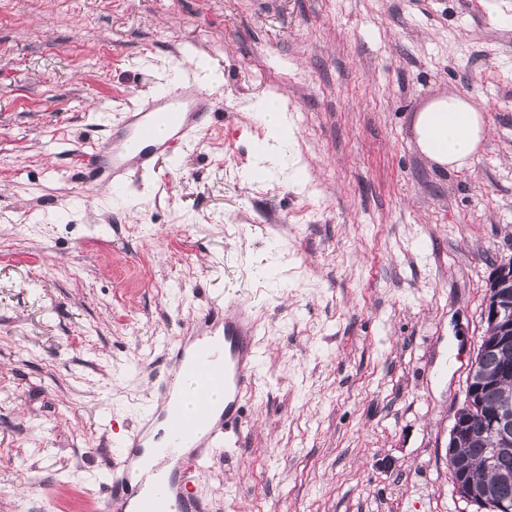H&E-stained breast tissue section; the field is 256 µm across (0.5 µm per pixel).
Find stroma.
Segmentation results:
<instances>
[{"label":"stroma","instance_id":"obj_1","mask_svg":"<svg viewBox=\"0 0 512 512\" xmlns=\"http://www.w3.org/2000/svg\"><path fill=\"white\" fill-rule=\"evenodd\" d=\"M223 119L121 191L77 159L168 87ZM458 92L470 166L414 123ZM291 146L256 180L255 107ZM512 256V0H0V512H99L163 344L241 298L245 428L210 512H473L446 462L494 264ZM415 132L429 159L448 165V170H459L472 162L488 127L482 110L470 97L449 93L419 112Z\"/></svg>","mask_w":512,"mask_h":512}]
</instances>
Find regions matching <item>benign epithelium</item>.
Wrapping results in <instances>:
<instances>
[{"label": "benign epithelium", "instance_id": "benign-epithelium-1", "mask_svg": "<svg viewBox=\"0 0 512 512\" xmlns=\"http://www.w3.org/2000/svg\"><path fill=\"white\" fill-rule=\"evenodd\" d=\"M512 256L499 261L488 280L482 318L494 339L481 346L470 360L472 369L464 390V405L478 411L477 422L453 414L446 460L456 494L475 512H512V500L498 497L489 485H477L471 475V462L460 454L465 443L483 445V463L488 471L499 472L503 455L512 452ZM488 354L499 359L497 372L486 377L478 373L479 362Z\"/></svg>", "mask_w": 512, "mask_h": 512}]
</instances>
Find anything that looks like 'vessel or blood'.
I'll use <instances>...</instances> for the list:
<instances>
[{
  "mask_svg": "<svg viewBox=\"0 0 512 512\" xmlns=\"http://www.w3.org/2000/svg\"><path fill=\"white\" fill-rule=\"evenodd\" d=\"M213 118L205 91L187 93L172 86L139 111L128 113L111 130L107 141L93 147L82 173V182L99 181L122 186L131 172L153 166L156 157L189 140ZM260 325L254 310L242 301L226 300L209 307L195 324L187 326L177 342L166 344L173 370L164 374L159 403L144 414L138 430L123 439L121 457L104 484L105 512H170V500H178L181 512H209L205 500L188 494V478L223 455L227 434H241L243 399L258 361L256 338ZM190 381L191 393L204 406L203 413L189 414L181 381ZM163 423L167 446L158 448L171 465L160 477L159 488L129 493L131 476L143 448L149 447L152 429Z\"/></svg>",
  "mask_w": 512,
  "mask_h": 512,
  "instance_id": "obj_1",
  "label": "vessel or blood"
}]
</instances>
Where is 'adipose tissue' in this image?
I'll list each match as a JSON object with an SVG mask.
<instances>
[{
    "label": "adipose tissue",
    "instance_id": "obj_1",
    "mask_svg": "<svg viewBox=\"0 0 512 512\" xmlns=\"http://www.w3.org/2000/svg\"><path fill=\"white\" fill-rule=\"evenodd\" d=\"M261 110L265 124L264 153L255 155L256 169L270 171L288 144L283 130L288 118L280 99L265 101ZM422 152L437 164L458 170L468 166L488 132L483 112L471 98L457 93L433 101L419 112L415 122Z\"/></svg>",
    "mask_w": 512,
    "mask_h": 512
}]
</instances>
